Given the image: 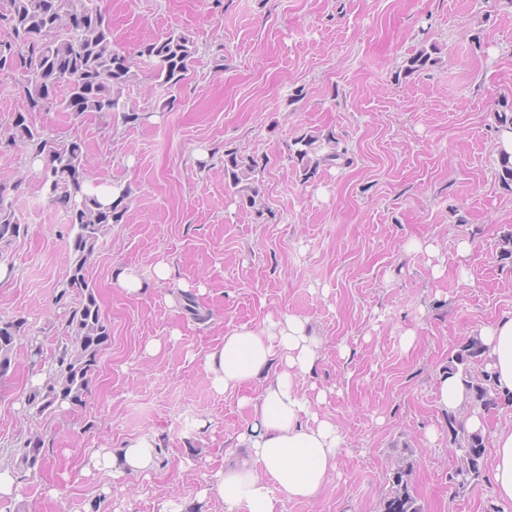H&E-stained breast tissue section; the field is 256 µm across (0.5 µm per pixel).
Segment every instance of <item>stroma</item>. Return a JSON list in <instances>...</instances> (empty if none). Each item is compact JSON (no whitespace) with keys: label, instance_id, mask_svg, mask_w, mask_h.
Instances as JSON below:
<instances>
[{"label":"stroma","instance_id":"1","mask_svg":"<svg viewBox=\"0 0 512 512\" xmlns=\"http://www.w3.org/2000/svg\"><path fill=\"white\" fill-rule=\"evenodd\" d=\"M116 48L177 31L197 54L178 85L135 57L120 98L138 113L30 112L22 77L0 73V185L22 225L0 244V320L26 322L0 377V466L18 478L5 512H225L198 494L248 415L218 394L202 366L225 329L264 326L288 311L321 341L311 380L328 390L318 413L348 447L314 499L287 512H381L393 472L411 470L423 512H512L490 475L455 493V458L434 382L480 324L512 315V188L498 177L494 115L512 110V7L501 0H94ZM437 62L405 75L407 58ZM51 136L81 142L91 184L129 189L121 223L99 240L89 277L111 338L81 402L44 413L25 398L47 377L80 298L58 284L75 234L21 148L2 136L17 113ZM334 138L338 160L296 140ZM257 163L263 208L227 191L224 154ZM431 242L436 253L413 249ZM472 243L462 276L459 241ZM172 278L159 283L155 266ZM132 266L151 288L128 294L114 271ZM203 285L197 314L182 284ZM174 295L166 303L165 295ZM417 340L406 346L404 335ZM160 340L148 354L149 340ZM44 441L32 469L21 445ZM155 436L148 475L112 481L91 453Z\"/></svg>","mask_w":512,"mask_h":512}]
</instances>
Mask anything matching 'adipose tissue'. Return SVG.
I'll use <instances>...</instances> for the list:
<instances>
[{
    "label": "adipose tissue",
    "instance_id": "obj_1",
    "mask_svg": "<svg viewBox=\"0 0 512 512\" xmlns=\"http://www.w3.org/2000/svg\"><path fill=\"white\" fill-rule=\"evenodd\" d=\"M489 367L500 393H512V316L480 325ZM320 341L305 319L281 312L269 327L241 325L225 331L204 357L203 366L218 393H239L250 421L236 439L243 456L216 470L200 498L222 503L225 512H285L288 502L308 500L336 471L345 439L334 421L319 418L325 393L308 397L301 381L313 371ZM278 370H271V363ZM260 382L258 396L244 389ZM156 439L143 436L122 448L94 453L96 469L112 479L144 475L155 467ZM493 485L499 500L512 502V426L493 433Z\"/></svg>",
    "mask_w": 512,
    "mask_h": 512
}]
</instances>
